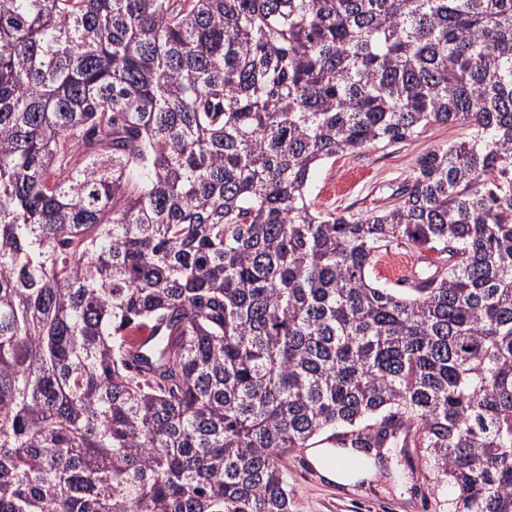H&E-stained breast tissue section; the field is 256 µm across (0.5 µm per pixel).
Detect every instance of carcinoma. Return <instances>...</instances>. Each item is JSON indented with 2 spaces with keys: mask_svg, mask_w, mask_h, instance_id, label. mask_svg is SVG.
<instances>
[{
  "mask_svg": "<svg viewBox=\"0 0 512 512\" xmlns=\"http://www.w3.org/2000/svg\"><path fill=\"white\" fill-rule=\"evenodd\" d=\"M325 437L512 512V0H0V512H288ZM467 133L458 124H435L418 139L339 156L313 172L310 198L317 210L367 214L405 184L421 153L450 140H464ZM391 254L400 257V259L402 261V263L396 273L401 271V269L406 264H410V263L414 262V260H416V257L414 256V252L412 250L410 251V250H405V249H401V248L393 249L391 252L389 251V253L384 254L381 257L378 264H376L375 274L377 275V277L381 281V283H387L388 286L394 287L393 281H394L395 276L393 277L388 273V270H390V268L387 265V259H388L389 255H391ZM396 273H395V275H396Z\"/></svg>",
  "mask_w": 512,
  "mask_h": 512,
  "instance_id": "1",
  "label": "carcinoma"
}]
</instances>
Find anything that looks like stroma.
Wrapping results in <instances>:
<instances>
[{
	"mask_svg": "<svg viewBox=\"0 0 512 512\" xmlns=\"http://www.w3.org/2000/svg\"><path fill=\"white\" fill-rule=\"evenodd\" d=\"M466 135L464 126L436 124L415 140L339 156L313 172L310 198L320 210L369 213L405 184L421 153ZM381 453L385 467L375 481L348 490L307 476L300 465L301 451L289 452V512H449L454 488L436 486L423 461L408 463L394 448H382Z\"/></svg>",
	"mask_w": 512,
	"mask_h": 512,
	"instance_id": "35a3bbf8",
	"label": "stroma"
}]
</instances>
